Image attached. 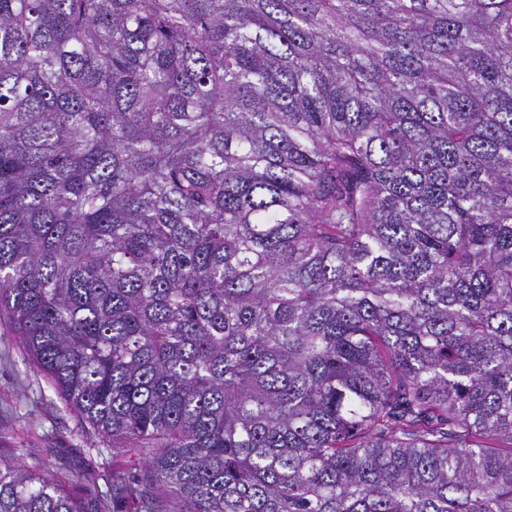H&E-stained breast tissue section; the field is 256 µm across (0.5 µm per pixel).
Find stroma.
Segmentation results:
<instances>
[{
	"mask_svg": "<svg viewBox=\"0 0 512 512\" xmlns=\"http://www.w3.org/2000/svg\"><path fill=\"white\" fill-rule=\"evenodd\" d=\"M1 458L63 467L70 492L101 500L111 497L113 472L137 466L110 444L82 435L78 417L0 326Z\"/></svg>",
	"mask_w": 512,
	"mask_h": 512,
	"instance_id": "stroma-1",
	"label": "stroma"
}]
</instances>
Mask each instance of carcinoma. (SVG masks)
Here are the masks:
<instances>
[{
	"mask_svg": "<svg viewBox=\"0 0 512 512\" xmlns=\"http://www.w3.org/2000/svg\"><path fill=\"white\" fill-rule=\"evenodd\" d=\"M0 325L136 512H512V0H0Z\"/></svg>",
	"mask_w": 512,
	"mask_h": 512,
	"instance_id": "cac0c4a2",
	"label": "carcinoma"
}]
</instances>
